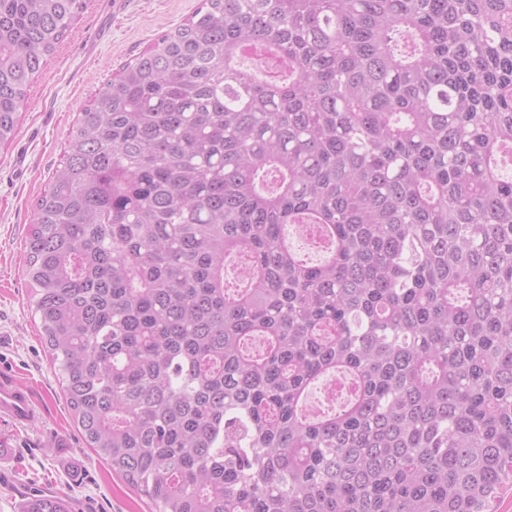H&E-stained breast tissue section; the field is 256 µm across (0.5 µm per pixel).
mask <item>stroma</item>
I'll return each instance as SVG.
<instances>
[{"instance_id":"stroma-1","label":"stroma","mask_w":512,"mask_h":512,"mask_svg":"<svg viewBox=\"0 0 512 512\" xmlns=\"http://www.w3.org/2000/svg\"><path fill=\"white\" fill-rule=\"evenodd\" d=\"M202 0H86L66 39L29 88L14 139L0 145V368L37 404L27 427L0 425V512L33 494H65L75 512H154L150 500L88 448L63 399L34 315L25 273L34 205L63 158L66 132L119 67L190 17Z\"/></svg>"}]
</instances>
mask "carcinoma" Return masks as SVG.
I'll return each mask as SVG.
<instances>
[{
	"instance_id": "1",
	"label": "carcinoma",
	"mask_w": 512,
	"mask_h": 512,
	"mask_svg": "<svg viewBox=\"0 0 512 512\" xmlns=\"http://www.w3.org/2000/svg\"><path fill=\"white\" fill-rule=\"evenodd\" d=\"M84 8L0 0V145ZM508 164L512 0H202L83 108L28 227L88 447L155 512H494Z\"/></svg>"
}]
</instances>
